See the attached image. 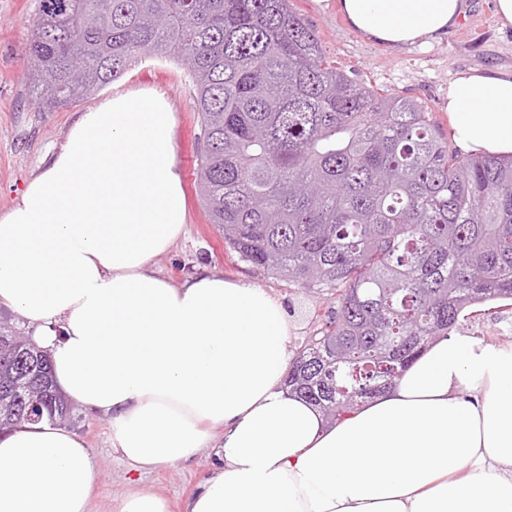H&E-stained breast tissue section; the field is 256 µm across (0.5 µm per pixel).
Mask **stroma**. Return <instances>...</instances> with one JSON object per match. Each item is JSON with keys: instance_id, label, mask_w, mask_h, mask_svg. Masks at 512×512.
I'll return each mask as SVG.
<instances>
[{"instance_id": "stroma-1", "label": "stroma", "mask_w": 512, "mask_h": 512, "mask_svg": "<svg viewBox=\"0 0 512 512\" xmlns=\"http://www.w3.org/2000/svg\"><path fill=\"white\" fill-rule=\"evenodd\" d=\"M40 0H0V213L9 209L27 181L38 173L62 144L80 112L116 93L149 91L162 95L175 112L174 156L180 170L187 207V224L172 249L154 261V270L172 283L203 273L228 280L243 279L255 287L292 302L298 322L294 348L304 346L316 316L335 306L333 296L311 297L307 289L281 281L239 261L226 248L221 230L210 224L197 186L196 156L200 150V118L179 68L170 62L145 61L114 81L101 94L53 112L39 111L26 94L28 44ZM293 5L318 34L323 50L357 81L421 101L436 128L449 135L442 105L448 85L472 69L512 72V27H501L495 0H465L464 10L442 39L426 45L391 49L352 31L335 10L324 11L315 0ZM468 335L497 341L503 316H512V300L499 299L468 311ZM72 426L86 443L96 471L93 506L96 512H115L117 497L142 485L155 489L184 512V504L210 473L212 460L201 454L192 460L148 472L130 468L112 451L109 417L76 408Z\"/></svg>"}]
</instances>
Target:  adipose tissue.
Returning <instances> with one entry per match:
<instances>
[{"label":"adipose tissue","mask_w":512,"mask_h":512,"mask_svg":"<svg viewBox=\"0 0 512 512\" xmlns=\"http://www.w3.org/2000/svg\"><path fill=\"white\" fill-rule=\"evenodd\" d=\"M316 2L390 48L441 39L464 8ZM444 110L459 149L512 154V72L459 74ZM174 125L160 95L105 98L0 214V305L50 353L65 396L111 418L136 471L208 454L185 512H512V343L440 337L331 424L284 386L294 323L281 299L155 273L186 223ZM94 486L69 428L0 437V512H92Z\"/></svg>","instance_id":"adipose-tissue-1"}]
</instances>
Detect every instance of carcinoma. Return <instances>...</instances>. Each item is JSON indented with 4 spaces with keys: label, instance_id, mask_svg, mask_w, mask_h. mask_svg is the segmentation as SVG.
I'll list each match as a JSON object with an SVG mask.
<instances>
[{
    "label": "carcinoma",
    "instance_id": "1",
    "mask_svg": "<svg viewBox=\"0 0 512 512\" xmlns=\"http://www.w3.org/2000/svg\"><path fill=\"white\" fill-rule=\"evenodd\" d=\"M183 71L201 121L199 191L238 259L327 288L336 309L288 373L337 421L391 387L460 314L512 299V157H460L415 98L336 66L290 0H40L27 91L72 106L137 62ZM34 368L0 347V425L28 424ZM72 405L40 417L74 420Z\"/></svg>",
    "mask_w": 512,
    "mask_h": 512
}]
</instances>
